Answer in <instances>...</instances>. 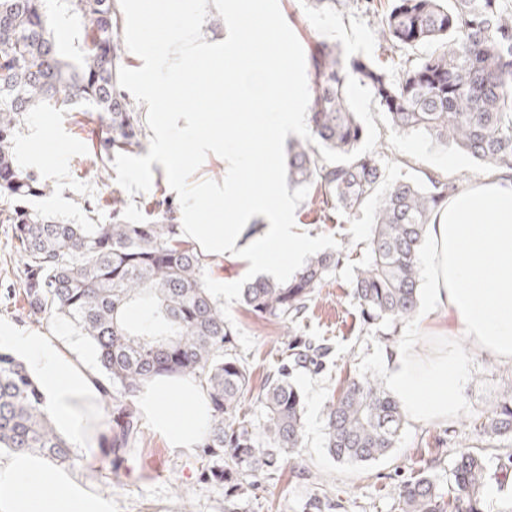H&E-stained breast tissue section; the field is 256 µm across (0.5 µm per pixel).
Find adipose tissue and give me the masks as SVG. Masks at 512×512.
<instances>
[{"instance_id":"obj_1","label":"adipose tissue","mask_w":512,"mask_h":512,"mask_svg":"<svg viewBox=\"0 0 512 512\" xmlns=\"http://www.w3.org/2000/svg\"><path fill=\"white\" fill-rule=\"evenodd\" d=\"M169 42L180 78L166 87L165 106L195 88L197 70L203 67L212 76L213 123L229 120L249 126L248 115L233 111L244 96L275 115L271 134L258 136L247 149L225 150L224 221L183 225L186 240L209 257L242 254L254 265L288 278L316 246L313 240L296 237L285 205L273 203L281 194L283 159L278 138L297 130L302 120L292 79L297 68L292 48L238 62L230 69L224 64L223 51L208 48L198 52L195 65H184V30L171 32ZM257 162L266 178L251 192H242L243 172ZM256 213L266 214L268 223H249V216ZM427 237L430 307L422 314L421 330L443 338L444 343L426 350L419 335H410L384 363L390 389L406 417L417 423L444 421L457 412L468 354L512 362V177L500 172L449 196L429 225ZM458 332L467 336L469 353L446 345V338ZM0 345L36 372L46 410L73 449L97 447L101 430L89 426L87 415L101 397L97 372L62 337L46 330L24 332L0 322ZM170 395L189 405L188 415L159 407V398ZM137 404L172 447L199 444L208 404L195 382L156 379L143 388ZM0 512H112V499L92 491L82 478L46 457L14 452L0 456Z\"/></svg>"}]
</instances>
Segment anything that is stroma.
Segmentation results:
<instances>
[{
  "mask_svg": "<svg viewBox=\"0 0 512 512\" xmlns=\"http://www.w3.org/2000/svg\"><path fill=\"white\" fill-rule=\"evenodd\" d=\"M287 23L304 51L320 42L337 44L347 56L380 57L377 19L357 11L318 12L306 0H279ZM386 156L387 181L410 176L403 160L423 169L439 170L465 186L482 180L485 171L470 155L442 147L420 133L392 130L384 112L371 106ZM96 127L90 115L72 112L30 113L17 140L16 152L27 170L50 185L46 196L32 199L33 208L74 224L84 223L85 201L96 205L99 220L112 215V198L120 193L114 167L100 168L91 148ZM152 186L147 193L128 197V217L134 223L148 220L156 201L174 198L164 169L152 164ZM281 191L293 202L290 222L297 235L313 239L317 252L340 250L358 257L371 235L369 217L355 221H324L312 200V191L281 182ZM10 225L0 223V321L25 330L40 329L29 317L23 300L24 280L20 262L11 244ZM351 263L330 274L316 290L305 318L294 328L253 317L241 301L246 283L260 277L243 256L211 259L205 270L206 285L223 284L215 299L224 307V320L231 327L234 347L245 358L253 390L242 400V411L253 426H262L264 411L256 400L267 375L286 359L290 334L326 338L332 348L322 366L294 372L292 380L303 395L304 436L300 448L290 454L273 479L247 496L246 512H400L398 492L403 482L429 471L440 485H447L454 459L475 438L468 426L471 417L492 408L507 383L512 382V363L488 356H471L467 382L458 413L443 423L405 422L400 436L385 459L362 464H339L326 451V409L343 382L354 376H373L386 381L380 358L398 347L414 332V322L363 328L350 296ZM491 476L484 490L488 512H512V473L500 476V465L512 454V437L485 449ZM196 448L171 447L150 422H143L140 441L112 467L106 455L78 454L75 471L92 490L110 494L112 512H224L226 487L206 481Z\"/></svg>",
  "mask_w": 512,
  "mask_h": 512,
  "instance_id": "obj_1",
  "label": "stroma"
}]
</instances>
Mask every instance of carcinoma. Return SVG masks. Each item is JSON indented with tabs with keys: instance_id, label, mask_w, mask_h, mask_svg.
Returning a JSON list of instances; mask_svg holds the SVG:
<instances>
[{
	"instance_id": "1",
	"label": "carcinoma",
	"mask_w": 512,
	"mask_h": 512,
	"mask_svg": "<svg viewBox=\"0 0 512 512\" xmlns=\"http://www.w3.org/2000/svg\"><path fill=\"white\" fill-rule=\"evenodd\" d=\"M316 10L350 11L375 0H308ZM77 28L70 44L59 30ZM119 0H0V223L12 225L34 319L62 321L95 348L106 384L100 399L118 464L141 434L135 405L155 377L197 381L209 401L202 439L203 475L229 486L239 501L271 476L302 443L303 397L290 375L330 353L311 339L288 342V362L269 376L258 396L262 430L239 417L250 373L233 352L232 329L204 281L209 257L184 239L175 210L155 204L156 218L133 224L126 203L112 198L102 223L84 206L87 223L71 224L29 206L50 191L23 168L14 147L30 112H60L83 104L106 136L95 156L143 149L144 119L118 85L124 66ZM378 34L391 67L348 58L322 42L310 53L308 129L284 159L286 180L314 188L332 219L371 214L373 232L353 268L351 297L369 326L413 319L419 309V255L427 226L459 185L423 170L388 183L380 152L349 163L324 161L319 146L351 153L365 132L345 97L347 76L367 87L398 133L419 132L462 150L490 173L512 171V0H387ZM321 253L286 281L256 279L242 301L258 319L288 328L306 313L315 289L345 262ZM405 417L399 401L375 377L352 378L327 406V450L337 462L365 463L395 447ZM470 427L481 446L454 461L443 496L422 472L399 491L401 512H485L487 468L482 449L512 434V387ZM36 453L68 468L75 457L46 412L27 367L0 352V449Z\"/></svg>"
}]
</instances>
